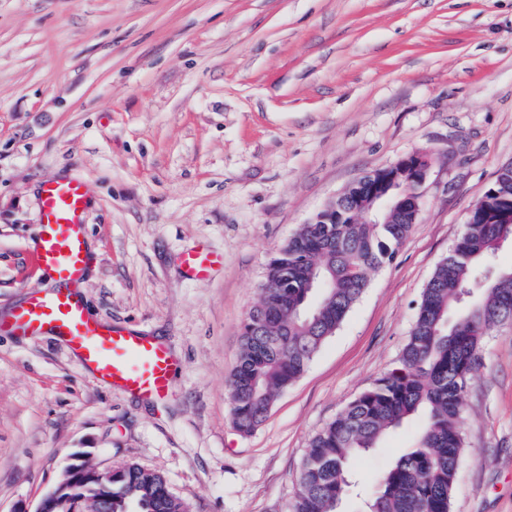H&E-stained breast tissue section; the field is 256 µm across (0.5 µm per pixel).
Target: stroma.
<instances>
[{
    "label": "stroma",
    "instance_id": "obj_1",
    "mask_svg": "<svg viewBox=\"0 0 512 512\" xmlns=\"http://www.w3.org/2000/svg\"><path fill=\"white\" fill-rule=\"evenodd\" d=\"M414 152L418 222L252 434L225 380L274 252L362 173ZM512 162V0H0V316L52 282L44 183L85 182L82 295L181 368L146 400L59 338L0 333V512H36L83 460L165 477L190 512H285L311 437L397 360L421 292ZM205 247L207 282L181 269ZM467 395L452 512H512V327ZM407 424L357 458L359 481Z\"/></svg>",
    "mask_w": 512,
    "mask_h": 512
}]
</instances>
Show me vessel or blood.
I'll list each match as a JSON object with an SVG mask.
<instances>
[{"instance_id":"1","label":"vessel or blood","mask_w":512,"mask_h":512,"mask_svg":"<svg viewBox=\"0 0 512 512\" xmlns=\"http://www.w3.org/2000/svg\"><path fill=\"white\" fill-rule=\"evenodd\" d=\"M88 208L89 192L83 181L59 179L43 185L34 258L57 286L26 293L0 321V328L19 336H57L107 385L147 399L164 398L178 368L174 357L152 337L100 323L81 296L88 265ZM220 262L218 255L201 248L182 256L183 270L200 281L207 280Z\"/></svg>"}]
</instances>
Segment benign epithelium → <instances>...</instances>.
<instances>
[{"label":"benign epithelium","instance_id":"obj_1","mask_svg":"<svg viewBox=\"0 0 512 512\" xmlns=\"http://www.w3.org/2000/svg\"><path fill=\"white\" fill-rule=\"evenodd\" d=\"M430 159L420 153L399 159L389 167L377 168L364 173L351 183L361 188L360 195L351 197L339 194L309 220L311 224L336 223V211H344V216L354 217L366 209L377 208L381 211L391 207L395 192L406 194L412 223H417L421 211L423 187L429 178ZM112 478L110 468H89L85 464H72L63 473L60 482L42 499L37 512H84V499L77 498L72 490L77 485H94L97 487V512H112Z\"/></svg>","mask_w":512,"mask_h":512}]
</instances>
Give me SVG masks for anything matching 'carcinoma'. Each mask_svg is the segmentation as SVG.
<instances>
[{
	"label": "carcinoma",
	"mask_w": 512,
	"mask_h": 512,
	"mask_svg": "<svg viewBox=\"0 0 512 512\" xmlns=\"http://www.w3.org/2000/svg\"><path fill=\"white\" fill-rule=\"evenodd\" d=\"M482 213L472 209V223L423 289L395 364L311 439L287 512H343V503L356 495L352 461L414 419L420 426L413 442L380 473L365 512H450L465 400L481 347L492 327L512 324V268L491 263L500 244L512 241V224H485ZM411 229L397 207L386 224H304L279 248L245 318L226 381L239 432L250 434L264 422L280 393L343 324L370 275L395 259ZM112 499L117 512L187 510L161 475L134 464L116 469Z\"/></svg>",
	"instance_id": "cac0c4a2"
}]
</instances>
